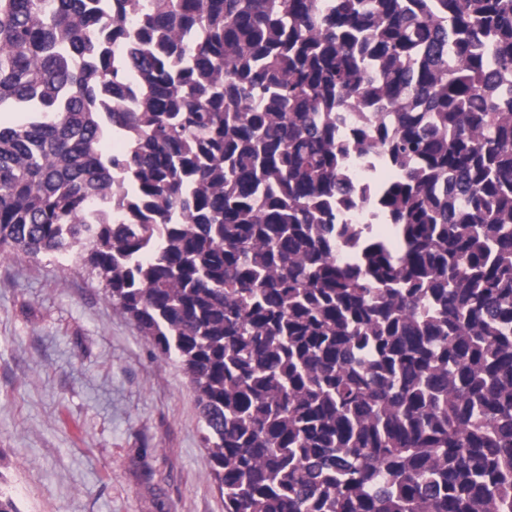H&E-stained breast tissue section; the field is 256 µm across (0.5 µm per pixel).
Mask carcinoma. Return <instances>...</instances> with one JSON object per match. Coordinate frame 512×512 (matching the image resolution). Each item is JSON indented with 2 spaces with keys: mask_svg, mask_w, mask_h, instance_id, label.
I'll use <instances>...</instances> for the list:
<instances>
[{
  "mask_svg": "<svg viewBox=\"0 0 512 512\" xmlns=\"http://www.w3.org/2000/svg\"><path fill=\"white\" fill-rule=\"evenodd\" d=\"M137 2L0 0V254L89 243L224 512H512V0ZM375 151L357 153L351 163V181L355 188L366 185V175L373 165L374 158H377Z\"/></svg>",
  "mask_w": 512,
  "mask_h": 512,
  "instance_id": "obj_1",
  "label": "carcinoma"
}]
</instances>
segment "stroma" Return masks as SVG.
<instances>
[{
  "label": "stroma",
  "instance_id": "obj_1",
  "mask_svg": "<svg viewBox=\"0 0 512 512\" xmlns=\"http://www.w3.org/2000/svg\"><path fill=\"white\" fill-rule=\"evenodd\" d=\"M197 394L64 253L0 255V497L18 512H224Z\"/></svg>",
  "mask_w": 512,
  "mask_h": 512
}]
</instances>
